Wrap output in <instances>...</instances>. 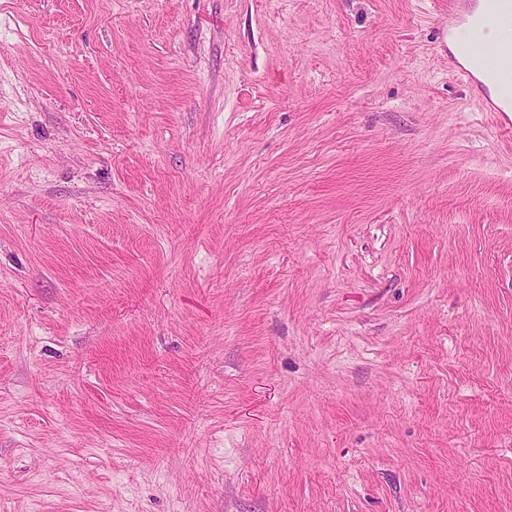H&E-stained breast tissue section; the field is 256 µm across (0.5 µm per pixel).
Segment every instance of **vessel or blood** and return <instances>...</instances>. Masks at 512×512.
<instances>
[{
  "label": "vessel or blood",
  "instance_id": "1",
  "mask_svg": "<svg viewBox=\"0 0 512 512\" xmlns=\"http://www.w3.org/2000/svg\"><path fill=\"white\" fill-rule=\"evenodd\" d=\"M491 21H512V0H448L445 34L449 43L465 50L460 57L449 54L448 61L473 88H483L489 79L498 88L508 89L512 87V52L491 41L473 51L466 48L472 30Z\"/></svg>",
  "mask_w": 512,
  "mask_h": 512
}]
</instances>
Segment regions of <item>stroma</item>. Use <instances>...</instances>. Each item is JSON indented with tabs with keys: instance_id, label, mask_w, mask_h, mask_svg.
<instances>
[{
	"instance_id": "stroma-1",
	"label": "stroma",
	"mask_w": 512,
	"mask_h": 512,
	"mask_svg": "<svg viewBox=\"0 0 512 512\" xmlns=\"http://www.w3.org/2000/svg\"><path fill=\"white\" fill-rule=\"evenodd\" d=\"M445 0H0V512H512V128Z\"/></svg>"
}]
</instances>
